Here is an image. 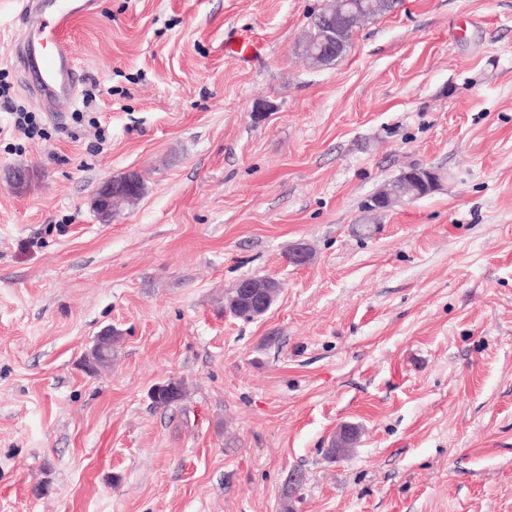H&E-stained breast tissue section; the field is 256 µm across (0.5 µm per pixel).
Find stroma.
I'll use <instances>...</instances> for the list:
<instances>
[{
	"mask_svg": "<svg viewBox=\"0 0 512 512\" xmlns=\"http://www.w3.org/2000/svg\"><path fill=\"white\" fill-rule=\"evenodd\" d=\"M321 6L101 0L70 30L101 144L22 92L0 0V79L43 128L0 104V512H512V0H402L313 68ZM412 166L440 186L362 236ZM246 277L281 285L249 320ZM13 112H9L13 119L14 130L31 139L39 133V123L35 112H28L21 105L8 107ZM140 177L129 173L121 178H112L104 181L98 189L95 199V208L104 222H109L112 213L125 203L138 200L143 193L140 191Z\"/></svg>",
	"mask_w": 512,
	"mask_h": 512,
	"instance_id": "35a3bbf8",
	"label": "stroma"
}]
</instances>
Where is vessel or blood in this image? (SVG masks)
Listing matches in <instances>:
<instances>
[{"label": "vessel or blood", "mask_w": 512, "mask_h": 512, "mask_svg": "<svg viewBox=\"0 0 512 512\" xmlns=\"http://www.w3.org/2000/svg\"><path fill=\"white\" fill-rule=\"evenodd\" d=\"M20 38L13 60L23 76L22 90L51 115L72 107L82 69L66 37L70 24L97 14L99 0H16Z\"/></svg>", "instance_id": "obj_1"}]
</instances>
